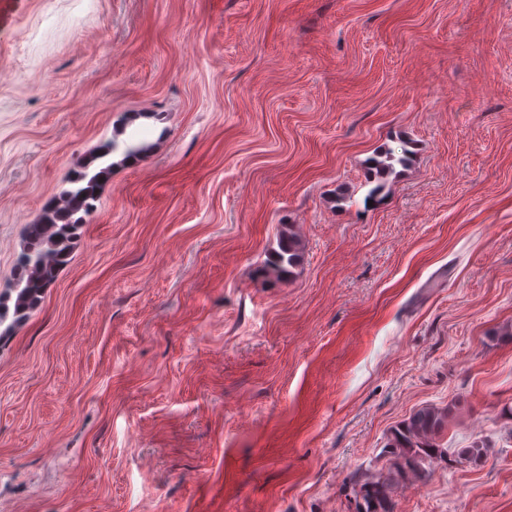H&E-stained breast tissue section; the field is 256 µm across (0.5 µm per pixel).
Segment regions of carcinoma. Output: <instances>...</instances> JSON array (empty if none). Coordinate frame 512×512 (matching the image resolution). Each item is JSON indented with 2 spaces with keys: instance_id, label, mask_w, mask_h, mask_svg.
I'll list each match as a JSON object with an SVG mask.
<instances>
[{
  "instance_id": "carcinoma-1",
  "label": "carcinoma",
  "mask_w": 512,
  "mask_h": 512,
  "mask_svg": "<svg viewBox=\"0 0 512 512\" xmlns=\"http://www.w3.org/2000/svg\"><path fill=\"white\" fill-rule=\"evenodd\" d=\"M117 144L108 141L100 146L95 159L98 165L84 168L64 190L59 201L47 210L39 224L26 227L27 247L16 261V278L12 287L15 297L0 296V340L7 337L12 325L8 316L18 322L41 302L47 288L54 283L60 269L67 265L75 231L95 210L97 191L111 170L112 153ZM409 155L406 143L397 149L387 147L380 153L382 159H373L379 173L393 170V162L406 163ZM303 249L293 225L283 224L278 233L277 247L271 249L261 273L286 282L301 265ZM448 423V411L426 407L416 411L408 421L394 428L383 455L387 456L386 471L365 476L357 492V512H391L390 487L392 482L406 475L419 474L434 464L447 459V451L438 442ZM461 459L478 464L486 448L475 442L458 451Z\"/></svg>"
}]
</instances>
